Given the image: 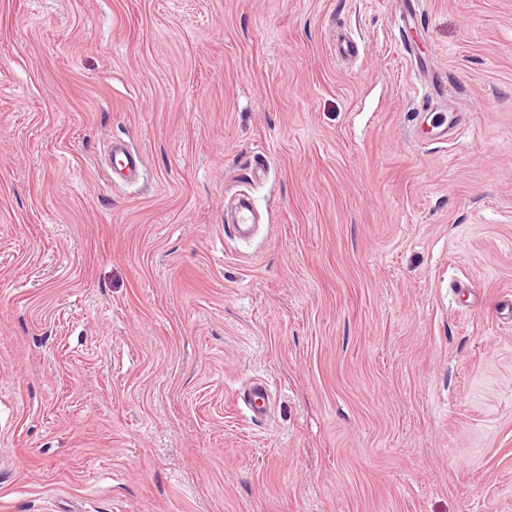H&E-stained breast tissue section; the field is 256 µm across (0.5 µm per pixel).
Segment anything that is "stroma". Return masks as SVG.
I'll return each instance as SVG.
<instances>
[{"mask_svg":"<svg viewBox=\"0 0 512 512\" xmlns=\"http://www.w3.org/2000/svg\"><path fill=\"white\" fill-rule=\"evenodd\" d=\"M419 6L0 0V512H512V0ZM431 110H433L432 103H424L418 110L416 119L422 126L428 125L429 122L431 130H435L434 136H436L438 140L447 139L448 135L453 133L456 127L460 124L461 114L457 117L456 114L451 113V115L448 116V124H445V121L440 122L434 120L432 117L433 113L429 112ZM112 163V179L125 184L138 182L143 176L144 160L124 142H112L109 146ZM270 401L269 388L260 379L253 381L244 393L245 406L256 420H262L266 415Z\"/></svg>","mask_w":512,"mask_h":512,"instance_id":"1","label":"stroma"}]
</instances>
